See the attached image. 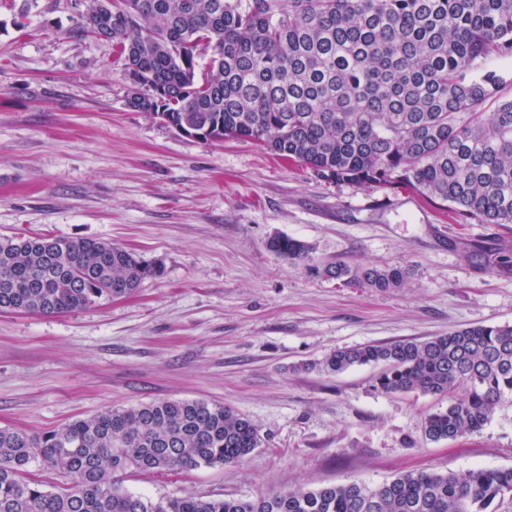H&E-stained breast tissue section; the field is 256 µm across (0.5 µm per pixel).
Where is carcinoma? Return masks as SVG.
<instances>
[{"label": "carcinoma", "instance_id": "obj_1", "mask_svg": "<svg viewBox=\"0 0 512 512\" xmlns=\"http://www.w3.org/2000/svg\"><path fill=\"white\" fill-rule=\"evenodd\" d=\"M78 4L79 31L111 43L123 72L140 76L134 110L192 129L204 144L250 140L329 184L410 190L463 224H512V99L500 100L492 69L512 58V0ZM269 248L345 285L389 290L408 277L400 266L321 268L311 246L290 237ZM472 257L512 268L509 250ZM161 273L110 241L0 236V304L8 297L23 313L86 310ZM369 364L385 365L382 392L448 399L424 419L430 441L476 433L512 402L509 324L338 349L321 366L336 374ZM260 444L249 418L191 399L106 409L43 435L1 427L0 512H512V468L413 471L374 487L255 499L153 501L122 488L130 473L237 464ZM32 464L64 482L44 489L29 477Z\"/></svg>", "mask_w": 512, "mask_h": 512}]
</instances>
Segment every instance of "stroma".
Segmentation results:
<instances>
[{
  "instance_id": "35a3bbf8",
  "label": "stroma",
  "mask_w": 512,
  "mask_h": 512,
  "mask_svg": "<svg viewBox=\"0 0 512 512\" xmlns=\"http://www.w3.org/2000/svg\"><path fill=\"white\" fill-rule=\"evenodd\" d=\"M78 12L0 7V235L104 239L164 273L76 313H0V426L43 433L162 399L257 425L243 462L125 478L152 500L512 468L511 404L434 442L424 418L444 399L378 391L374 366L320 368L339 348L512 325V271L469 258L512 249V229L456 223L408 190L324 183L250 141L177 133L127 106L111 44L81 35ZM276 236L320 265H400L410 279L347 286L273 253Z\"/></svg>"
}]
</instances>
